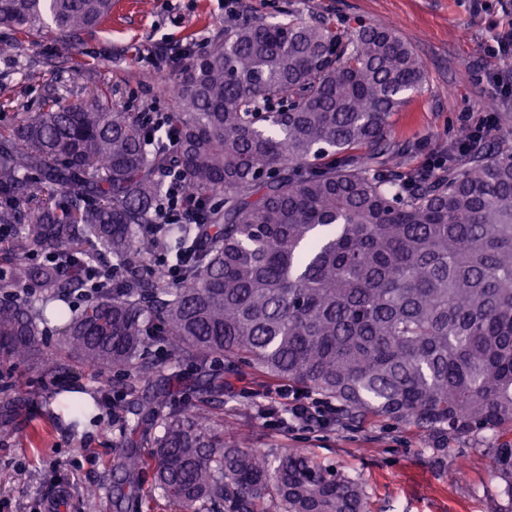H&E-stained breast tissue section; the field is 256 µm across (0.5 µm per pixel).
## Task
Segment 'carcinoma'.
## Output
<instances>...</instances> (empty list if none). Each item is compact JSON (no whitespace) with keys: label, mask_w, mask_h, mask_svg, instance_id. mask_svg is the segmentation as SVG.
Segmentation results:
<instances>
[{"label":"carcinoma","mask_w":512,"mask_h":512,"mask_svg":"<svg viewBox=\"0 0 512 512\" xmlns=\"http://www.w3.org/2000/svg\"><path fill=\"white\" fill-rule=\"evenodd\" d=\"M111 12L0 0V25L71 41ZM425 76L386 25L246 19L179 73L160 135L147 112L55 99L1 127L0 288L17 300L0 301V361L46 370L51 323L68 360L126 371L117 467L130 485L152 471L178 512H369V494L299 448L224 440L219 387L173 399L155 341L201 372L220 355L333 400L345 426L411 428L435 463L474 439L512 500V144L492 134L442 173L399 171L391 118ZM176 176L193 205L169 226ZM45 249L58 260L27 262ZM155 254L168 262L146 269ZM111 267L122 279L84 276Z\"/></svg>","instance_id":"cac0c4a2"}]
</instances>
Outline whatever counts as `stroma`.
I'll return each mask as SVG.
<instances>
[{
  "instance_id": "35a3bbf8",
  "label": "stroma",
  "mask_w": 512,
  "mask_h": 512,
  "mask_svg": "<svg viewBox=\"0 0 512 512\" xmlns=\"http://www.w3.org/2000/svg\"><path fill=\"white\" fill-rule=\"evenodd\" d=\"M247 13L271 22L295 13L340 28L395 25L426 71L421 90L392 118L405 170L446 155L464 122L508 110L489 81L504 61L487 45L494 29L512 22V0H247ZM223 34V0H114L108 21L71 42L0 27V40L14 44L0 54V126L17 113L40 111L51 97L167 115L175 101L144 54L162 60L170 46L192 40L206 53ZM206 369L224 383L225 437L246 428L257 451L299 448L323 466L361 475L371 512H497L502 504L490 460L471 442L451 443L449 459L466 466L464 476L452 478L432 463L428 442L412 429L386 420L353 429L289 427L261 416L278 407L285 383L267 384L245 366L226 370L220 357ZM122 378L83 364L70 375L0 365V512H175L148 472L139 477L140 498L115 501L114 465L125 450L128 417L115 392ZM67 386L103 402L98 417L83 418L75 430L56 399Z\"/></svg>"
}]
</instances>
